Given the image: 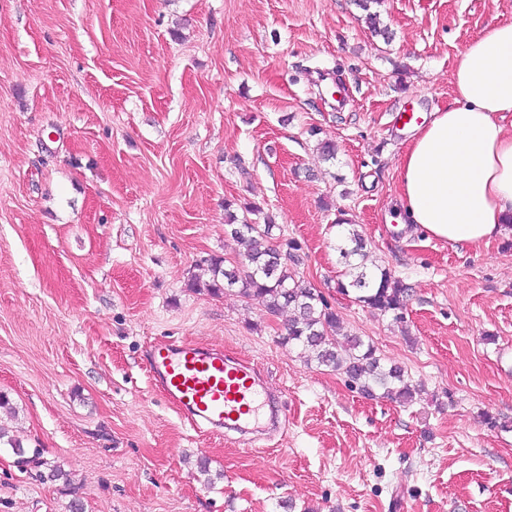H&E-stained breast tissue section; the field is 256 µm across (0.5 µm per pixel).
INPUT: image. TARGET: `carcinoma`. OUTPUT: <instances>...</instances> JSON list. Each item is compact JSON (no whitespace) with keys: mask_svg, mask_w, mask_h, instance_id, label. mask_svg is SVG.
Masks as SVG:
<instances>
[{"mask_svg":"<svg viewBox=\"0 0 512 512\" xmlns=\"http://www.w3.org/2000/svg\"><path fill=\"white\" fill-rule=\"evenodd\" d=\"M231 202L224 203L230 235L246 246L242 257V269L227 268L224 259L210 258L202 262L208 280L195 278L193 288L204 287L216 294L232 287L245 297L262 300L266 312L278 315L289 309L293 317L281 336L284 344L298 348L306 362L344 374L347 387L368 398L395 397L403 403L413 400L416 387L408 381L399 366L381 364L374 346L361 337L341 334L340 319L328 300L316 288L296 278L288 267L299 250L293 239H285L279 245L272 244V219L263 224L251 223L230 211ZM364 240L351 232L344 244L338 247L347 271V281L338 288L347 294L356 293L355 300L381 312H395V319H403V309L408 288L386 269L368 272L356 262L364 256ZM10 446L18 462L39 465L36 458L25 457L22 443L7 436L0 428V443Z\"/></svg>","mask_w":512,"mask_h":512,"instance_id":"cac0c4a2","label":"carcinoma"}]
</instances>
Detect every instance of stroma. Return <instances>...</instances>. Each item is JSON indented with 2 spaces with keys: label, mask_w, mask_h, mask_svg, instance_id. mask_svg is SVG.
I'll list each match as a JSON object with an SVG mask.
<instances>
[{
  "label": "stroma",
  "mask_w": 512,
  "mask_h": 512,
  "mask_svg": "<svg viewBox=\"0 0 512 512\" xmlns=\"http://www.w3.org/2000/svg\"><path fill=\"white\" fill-rule=\"evenodd\" d=\"M0 0V512H512V236L460 247L387 224L412 136L512 0ZM337 75L334 110L309 83ZM337 146L322 161L320 141ZM260 206L290 268L417 386L367 398L282 345L288 313L194 290L239 259L224 203ZM352 223L398 323L343 294ZM192 340L282 405L257 440L191 424L148 366ZM206 459L209 476L196 462ZM61 467L71 484L40 481Z\"/></svg>",
  "instance_id": "stroma-1"
}]
</instances>
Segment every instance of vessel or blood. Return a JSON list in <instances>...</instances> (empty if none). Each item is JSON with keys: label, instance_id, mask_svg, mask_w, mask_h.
<instances>
[{"label": "vessel or blood", "instance_id": "vessel-or-blood-1", "mask_svg": "<svg viewBox=\"0 0 512 512\" xmlns=\"http://www.w3.org/2000/svg\"><path fill=\"white\" fill-rule=\"evenodd\" d=\"M149 369L195 425L232 430L260 414L262 391L253 370L223 351L190 341L164 343L152 351Z\"/></svg>", "mask_w": 512, "mask_h": 512}]
</instances>
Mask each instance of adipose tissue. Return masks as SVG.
<instances>
[{
	"label": "adipose tissue",
	"instance_id": "adipose-tissue-1",
	"mask_svg": "<svg viewBox=\"0 0 512 512\" xmlns=\"http://www.w3.org/2000/svg\"><path fill=\"white\" fill-rule=\"evenodd\" d=\"M454 96L416 127L399 165V224L452 244L512 234V19L458 54Z\"/></svg>",
	"mask_w": 512,
	"mask_h": 512
}]
</instances>
